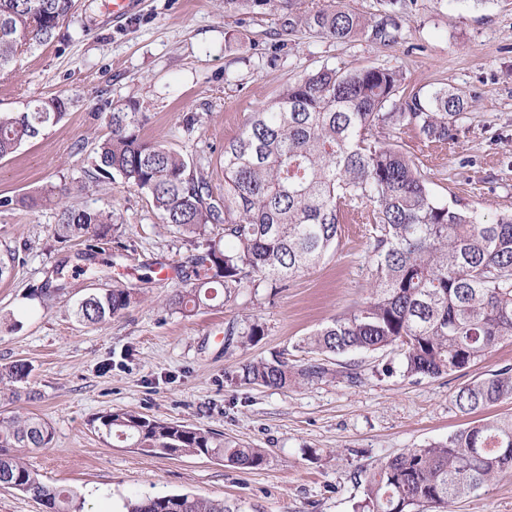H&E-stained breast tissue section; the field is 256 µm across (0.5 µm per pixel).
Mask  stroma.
<instances>
[{"label":"stroma","mask_w":512,"mask_h":512,"mask_svg":"<svg viewBox=\"0 0 512 512\" xmlns=\"http://www.w3.org/2000/svg\"><path fill=\"white\" fill-rule=\"evenodd\" d=\"M397 43H339L309 31L288 35L277 0L228 14L224 0H138L123 16L112 0H78L48 42L0 76V110L19 112L60 96L64 118L0 160V252L16 260L0 279V365L27 364L17 394L0 415L33 413L53 429L49 447L25 461L50 485L76 489L84 512H108L136 494L190 493L240 512H354L363 473L407 448L443 441L466 422L452 402L458 389L512 366V342L470 368L438 378L402 376L391 351L334 356L335 378L274 389L240 384L245 363L283 352L308 360L302 339L369 293L364 224L343 217L339 246L287 287L244 290L185 318L166 300L173 267L194 245L162 224L146 195L95 171L98 143L113 108L140 105L142 134L183 152L224 192V144L251 112L288 81L321 67L396 69L408 85L463 92L466 118L444 147L400 134L404 152L426 172L435 196L478 207L486 221L512 210V0H398ZM67 188L77 208L111 212L117 228L106 253L120 259L91 278L75 261L76 243L58 242L57 210L44 190ZM34 197L27 205L25 197ZM63 268L67 288L49 302L37 289ZM121 280L144 300L95 325L73 314L86 295ZM258 320L259 342L226 345L228 326ZM358 375L357 382L347 373ZM148 417L223 432L264 449L262 469L243 471L199 456H164L107 439L102 413ZM448 512H512V474L451 503Z\"/></svg>","instance_id":"1"}]
</instances>
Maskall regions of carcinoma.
<instances>
[{
    "instance_id": "obj_1",
    "label": "carcinoma",
    "mask_w": 512,
    "mask_h": 512,
    "mask_svg": "<svg viewBox=\"0 0 512 512\" xmlns=\"http://www.w3.org/2000/svg\"><path fill=\"white\" fill-rule=\"evenodd\" d=\"M270 0H224V11L253 10ZM286 27H303L345 42H397L392 14L369 20L331 4L300 10L279 0ZM76 0H0V73L13 70L21 47L50 40L69 18ZM398 70L364 66L344 71L322 67L288 82L268 105L250 114L224 145V196L213 195L203 171L162 142L143 137L131 102L112 111V135L94 157L105 175L147 194L164 224L200 239L202 251L176 267L182 286L167 300L192 317L219 297L236 302L241 290L264 283L286 288L295 275L321 263L339 245L341 211L359 207L369 251L370 291L362 303L302 340L317 355L399 351L406 377L439 378L480 362L497 345L512 342V210L492 223L476 208L440 202L415 161L391 141L396 131H414L437 146L456 140L465 97L446 86L405 92ZM66 99L55 96L0 113V159L65 115ZM56 197L54 236L81 241L83 272L99 277L114 260H97L112 236V214L75 208ZM64 266L56 284L37 297L50 300L66 290ZM122 283L85 297L75 316L98 324L141 297ZM257 342L265 335L254 321L225 330ZM327 363L301 364L284 355L240 367L244 385L269 388L317 382ZM29 375L28 366H0V394ZM512 402V367H503L458 389L455 408L473 415ZM106 437L166 456L216 458L240 470H256L264 450L246 447L203 428L149 418L137 411L98 417ZM49 423L35 414L0 416V487L18 490L49 512H82L71 489L45 483L21 457L23 448H45ZM512 471V415L480 420L448 439L407 448L364 475L363 512H445L448 504ZM125 512H239L224 501L189 494L130 497Z\"/></svg>"
}]
</instances>
